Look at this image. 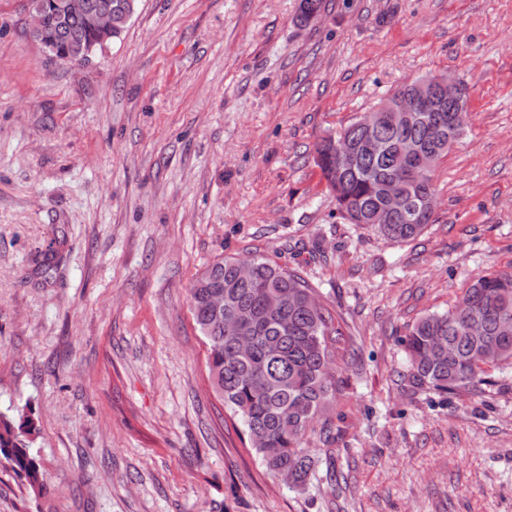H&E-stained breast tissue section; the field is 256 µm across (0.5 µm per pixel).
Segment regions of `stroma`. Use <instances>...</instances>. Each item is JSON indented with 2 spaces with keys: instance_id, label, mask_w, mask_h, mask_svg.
Returning a JSON list of instances; mask_svg holds the SVG:
<instances>
[{
  "instance_id": "35a3bbf8",
  "label": "stroma",
  "mask_w": 512,
  "mask_h": 512,
  "mask_svg": "<svg viewBox=\"0 0 512 512\" xmlns=\"http://www.w3.org/2000/svg\"><path fill=\"white\" fill-rule=\"evenodd\" d=\"M299 2L136 0L74 66L0 0V412L34 419L45 485L0 465V512H512V366L442 396L399 343L512 271V0H326L305 27ZM428 72L469 84L470 121L435 224L394 244L337 218L313 147ZM256 255L345 331L299 487L247 446L190 314L199 272Z\"/></svg>"
}]
</instances>
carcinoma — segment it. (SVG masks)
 <instances>
[{
  "label": "carcinoma",
  "instance_id": "cac0c4a2",
  "mask_svg": "<svg viewBox=\"0 0 512 512\" xmlns=\"http://www.w3.org/2000/svg\"><path fill=\"white\" fill-rule=\"evenodd\" d=\"M325 9L324 0H300L295 23L306 26ZM45 38L56 43L61 62L74 63L76 44L101 49V34L79 18L61 26L53 15L45 22ZM426 73L386 96H413ZM471 93L463 85L460 102L414 112L404 120L382 113L373 134L381 141L376 154L359 149L367 131L363 116L320 138L314 164L320 182L333 195L346 224L377 230L385 239L405 243L435 222L431 202L438 188L435 172H424L408 160L406 148L443 161L466 134ZM345 140L353 151L342 156L333 140ZM398 183V202L388 221L375 222L386 201L381 187ZM251 273L240 276L239 259L214 261L190 288L191 314L206 346L208 377L217 395L241 427V433L266 471L301 486L313 474L317 459L306 448L315 419L336 399L332 365L343 332L320 294L298 270L264 258L250 259ZM224 307L212 304L215 292ZM249 315L251 349L239 352L235 316ZM408 381L416 388L454 394L485 381L490 368L512 365V272L487 271L466 288L461 302L427 312L401 339ZM37 426L23 413H0V461L34 491L43 488L39 464L30 453Z\"/></svg>",
  "mask_w": 512,
  "mask_h": 512
}]
</instances>
